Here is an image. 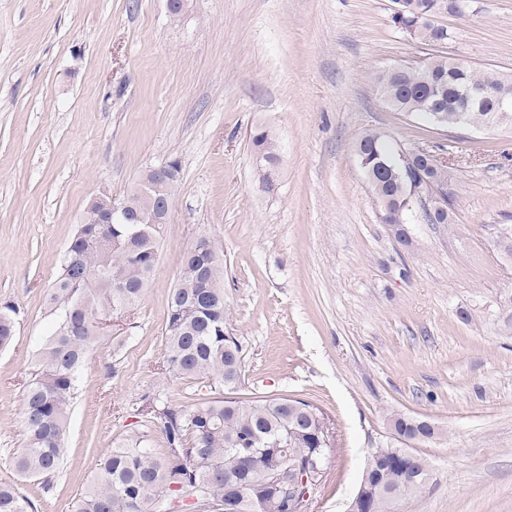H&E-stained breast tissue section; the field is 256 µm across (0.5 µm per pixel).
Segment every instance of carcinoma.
Listing matches in <instances>:
<instances>
[{
  "instance_id": "cac0c4a2",
  "label": "carcinoma",
  "mask_w": 512,
  "mask_h": 512,
  "mask_svg": "<svg viewBox=\"0 0 512 512\" xmlns=\"http://www.w3.org/2000/svg\"><path fill=\"white\" fill-rule=\"evenodd\" d=\"M394 22L427 45L448 40V29L430 27L426 18L450 0H394ZM383 98L397 112L412 117L435 112L440 128L499 125L495 95L498 85H512V73L471 65L458 73L446 56L428 58L426 72H400L391 67L375 75ZM471 86L485 87L488 98L462 110L459 94ZM255 153L272 157L279 144L267 130L252 136ZM399 143L376 131L364 132L355 143L374 179L368 184L380 203L385 224H408L415 210L406 206L410 184L384 175L382 165L396 166ZM129 218L125 224H104L107 205L90 199L81 224L63 255L60 273L47 294L60 311L40 349L23 400V448L14 454V469L47 489L64 458V440L77 383L90 355L110 336L98 324L113 319L118 309L135 310L155 274L161 234L134 191L126 193ZM224 258L209 239L180 260L176 284L167 300L162 370L174 382L209 383L219 396L189 405H174L166 395L145 396L147 429L133 430L106 453L92 483L72 503L71 512H158L156 501L192 489L210 512H306L288 493L263 498L255 510L250 498L262 492L261 482L272 467L266 448L292 465L305 455L326 469L335 447L330 419L317 406L290 397L244 401L235 397L241 383L243 351L238 340L224 333ZM15 337V309H0V348ZM403 436L429 435L433 426L405 416L391 419ZM160 435L165 451L150 446ZM386 448L383 461L371 468L367 483L392 491L377 498L376 512H393L394 504L425 491L430 465L412 453L392 467ZM32 502L12 484L0 483V512H28Z\"/></svg>"
}]
</instances>
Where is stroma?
Masks as SVG:
<instances>
[{
  "mask_svg": "<svg viewBox=\"0 0 512 512\" xmlns=\"http://www.w3.org/2000/svg\"><path fill=\"white\" fill-rule=\"evenodd\" d=\"M392 0H0V307L17 312L0 350V481L33 512H70L97 462L140 419L160 375L170 288L198 238L224 256L228 328L243 349L240 398L309 401L336 446L307 512H344L369 449L395 415L428 421L413 442L432 485L402 512H512V331L501 302L512 259V129L455 140L393 111L376 72L435 52L512 72V0H467L429 47L393 21ZM272 131L281 165L264 188L250 135ZM378 131L451 143L449 224L394 234L355 152ZM181 166L160 262L132 326L79 382L51 492L16 474L24 383L54 318L45 295L88 200L120 197L141 169Z\"/></svg>",
  "mask_w": 512,
  "mask_h": 512,
  "instance_id": "1",
  "label": "stroma"
}]
</instances>
